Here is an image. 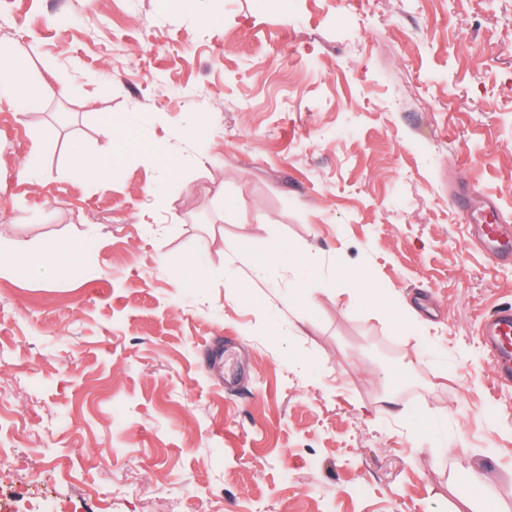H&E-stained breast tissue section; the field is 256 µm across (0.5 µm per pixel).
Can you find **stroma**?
Wrapping results in <instances>:
<instances>
[{
	"label": "stroma",
	"instance_id": "1",
	"mask_svg": "<svg viewBox=\"0 0 512 512\" xmlns=\"http://www.w3.org/2000/svg\"><path fill=\"white\" fill-rule=\"evenodd\" d=\"M0 47L33 102L0 103V250L41 259L0 275L1 494L472 512L476 471L512 512V386L478 333L512 262L458 203L512 222V0H0ZM110 115L176 178L139 151L71 170L116 154ZM120 153L113 155L109 160H102L74 152L71 156V166L78 172L91 180L98 179L100 172L104 168H116L120 162Z\"/></svg>",
	"mask_w": 512,
	"mask_h": 512
}]
</instances>
